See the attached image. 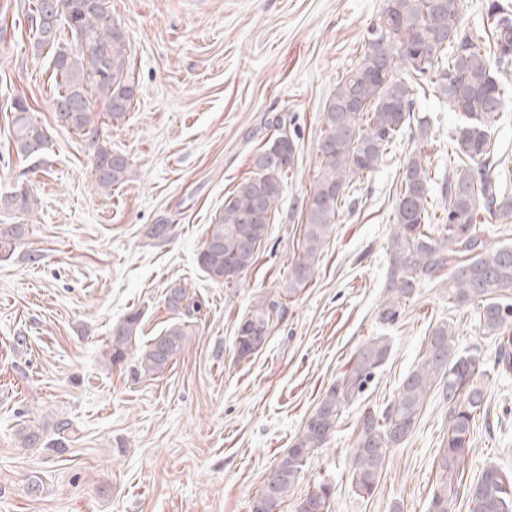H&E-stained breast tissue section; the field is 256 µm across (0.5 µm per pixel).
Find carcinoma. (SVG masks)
Here are the masks:
<instances>
[{"instance_id":"obj_1","label":"carcinoma","mask_w":512,"mask_h":512,"mask_svg":"<svg viewBox=\"0 0 512 512\" xmlns=\"http://www.w3.org/2000/svg\"><path fill=\"white\" fill-rule=\"evenodd\" d=\"M33 0L30 19L34 46L51 52L56 78L53 107L57 121L86 136L92 150L95 181L110 193L127 181L128 159L112 151L101 130L91 127L89 113L104 114L107 124L121 120L134 91L129 79L125 32L112 22L110 0ZM491 28L480 32L462 24L460 0H383L363 35L360 56L342 73L322 110L320 165L311 195L294 202L305 219L302 251L288 275V288L306 285L315 275L314 262L342 202L356 183L374 171L403 134L424 141L430 123L414 116V101L431 90L458 115L448 138V159L455 173L441 182L444 200L431 203L433 178L417 156L403 167L393 227L386 242V299L377 309L381 328L396 325L416 289L437 284L451 308L475 305L479 328L496 344L493 365L483 352L456 346L455 323L442 320L432 328L427 349L401 381L396 396L382 409L363 410L350 456L351 486L360 497L374 494L387 455L412 433L426 403L436 398L447 409L446 439L434 458L436 483L428 512H452L459 499L467 512H512V470L488 466L474 491L463 483L462 467L474 447L476 422L488 415L486 397L492 380L512 372V246L489 248L484 224L512 220V179L500 169L494 128L505 103L503 79L512 74V13L489 0ZM275 137L254 156L253 175L224 198V213L209 226L197 262L206 277L234 286L254 263L265 242L272 210L282 183L293 168L288 161L271 163L268 154L283 142L296 148L285 120L269 121ZM11 148L25 158L41 155L46 131L22 98L14 100ZM36 196L23 187L0 195V211L31 213ZM440 236H431L433 230ZM25 236L21 224H0V258L13 254ZM166 306L178 320L150 340L137 357L134 373H163L181 351L188 319L200 310L186 289L175 286ZM271 302L240 321L236 347L240 358L253 352V337L268 328ZM141 312L112 325L109 360L126 357L138 336ZM391 353V337L368 338L336 380L324 391L287 452L269 473L250 512H278L294 493L306 463L336 432L347 407L363 392ZM333 486L324 482L296 498L295 512H328Z\"/></svg>"}]
</instances>
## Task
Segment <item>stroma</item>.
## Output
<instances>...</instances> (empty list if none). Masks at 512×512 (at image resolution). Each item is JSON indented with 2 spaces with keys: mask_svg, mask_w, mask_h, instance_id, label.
Wrapping results in <instances>:
<instances>
[{
  "mask_svg": "<svg viewBox=\"0 0 512 512\" xmlns=\"http://www.w3.org/2000/svg\"><path fill=\"white\" fill-rule=\"evenodd\" d=\"M127 37L135 96L105 127L130 163L126 183L99 191L85 138L57 122L52 62L30 33L32 0H0V193L26 186L30 214L0 212L25 236L0 260V512H249L266 477L290 448L324 390L368 337L386 287L385 243L402 170L419 156L434 179L448 173L455 113L432 95L414 103L431 119L430 145L398 140L362 179L323 244L316 275L289 290L303 220L291 211L319 169L321 115L341 74L359 57L383 0H110ZM24 96L49 135L41 156L10 153L8 116ZM298 138L267 239L235 287L208 280L197 254L224 198L251 176L270 139L271 114ZM153 224L168 238H147ZM203 309L182 351L156 377L134 375L141 346L174 316L173 285ZM276 302L264 346L235 347L239 322ZM141 311L124 361L106 356L113 323ZM453 319L459 347L492 355L474 307L449 309L440 288L421 289L390 329L392 351L342 415L329 443L307 464L297 494L327 482L329 512H427L433 458L446 409L430 401L404 447L393 449L372 497L349 484L359 415L383 407L424 352L435 323ZM490 426L477 428L464 478L491 464L512 468V375L491 386ZM68 424L64 452L22 448L18 431L44 440Z\"/></svg>",
  "mask_w": 512,
  "mask_h": 512,
  "instance_id": "1",
  "label": "stroma"
}]
</instances>
